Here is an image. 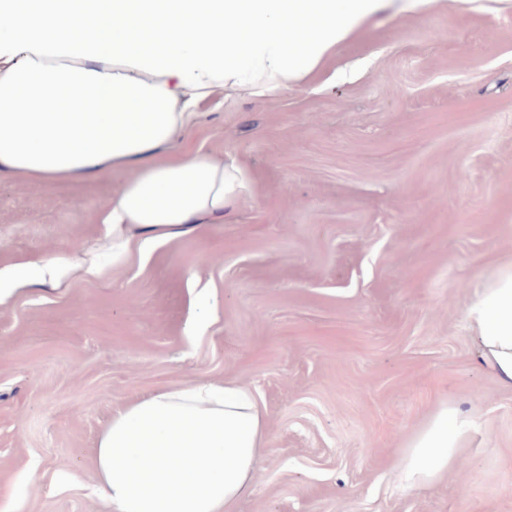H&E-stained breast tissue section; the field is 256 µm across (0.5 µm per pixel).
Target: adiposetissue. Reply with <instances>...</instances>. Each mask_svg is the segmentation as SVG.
<instances>
[{"mask_svg": "<svg viewBox=\"0 0 512 512\" xmlns=\"http://www.w3.org/2000/svg\"><path fill=\"white\" fill-rule=\"evenodd\" d=\"M432 0H0V174L87 181L135 176L103 217L112 247H151L222 220L244 168L181 151L214 93L287 91L382 14ZM480 358L512 390V268L475 292ZM475 427L438 407L407 440L409 487L452 469ZM269 444L253 392L234 381L165 388L101 431L95 492L111 512H235Z\"/></svg>", "mask_w": 512, "mask_h": 512, "instance_id": "1", "label": "adipose tissue"}]
</instances>
